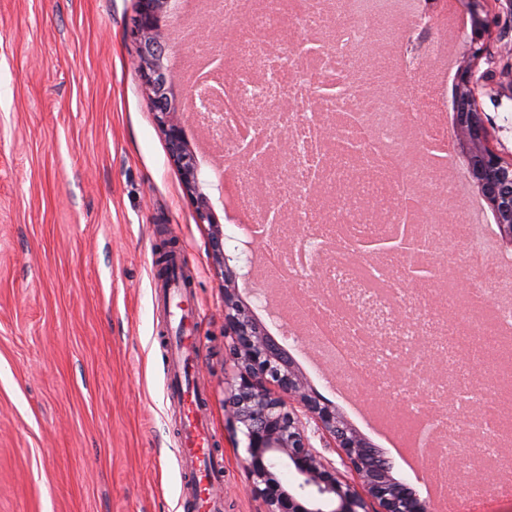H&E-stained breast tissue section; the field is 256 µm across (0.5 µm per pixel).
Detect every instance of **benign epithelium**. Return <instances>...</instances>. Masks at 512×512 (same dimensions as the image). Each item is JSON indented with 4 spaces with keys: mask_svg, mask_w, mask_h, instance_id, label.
<instances>
[{
    "mask_svg": "<svg viewBox=\"0 0 512 512\" xmlns=\"http://www.w3.org/2000/svg\"><path fill=\"white\" fill-rule=\"evenodd\" d=\"M484 0H465L472 14L469 60L458 69L456 139L466 152L470 171L496 215L504 236L512 239V163L489 147L487 130L476 103L474 65L485 52L488 20L480 15ZM168 0H139L131 35L137 44V68L150 92L155 121L162 131L170 160L177 169L196 221L212 228V262L224 279V337L236 370L229 386L226 411L242 426L246 469L266 512H433L407 485L395 480L391 466L375 448L349 427L336 409L312 389L296 370L288 352L255 318L238 293L237 281L250 276L256 246H229L222 225L202 191L200 163L186 138L182 113L186 105L170 100L174 76L163 66L165 47L158 22ZM314 425L313 432L308 426ZM319 437L324 451L311 443ZM337 453L339 460L325 455ZM293 472L296 484L285 485L276 465ZM351 472L344 478L341 468Z\"/></svg>",
    "mask_w": 512,
    "mask_h": 512,
    "instance_id": "1",
    "label": "benign epithelium"
}]
</instances>
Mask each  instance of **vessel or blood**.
<instances>
[{
	"instance_id": "b4317fda",
	"label": "vessel or blood",
	"mask_w": 512,
	"mask_h": 512,
	"mask_svg": "<svg viewBox=\"0 0 512 512\" xmlns=\"http://www.w3.org/2000/svg\"><path fill=\"white\" fill-rule=\"evenodd\" d=\"M152 290L156 307L166 315L165 392L178 415L177 454L183 477L179 506L182 512H224L219 492L224 458L215 450L214 431L206 413L207 391L196 374V310L181 251H173L168 269L154 273Z\"/></svg>"
}]
</instances>
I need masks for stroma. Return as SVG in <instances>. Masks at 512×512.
I'll use <instances>...</instances> for the list:
<instances>
[{
	"label": "stroma",
	"instance_id": "35a3bbf8",
	"mask_svg": "<svg viewBox=\"0 0 512 512\" xmlns=\"http://www.w3.org/2000/svg\"><path fill=\"white\" fill-rule=\"evenodd\" d=\"M138 0H0V512H181L176 414L153 305L156 248L186 257L224 512H265L225 419L224 288L149 91ZM476 67L489 140L512 161V0H485ZM366 432L392 476L426 483Z\"/></svg>",
	"mask_w": 512,
	"mask_h": 512
}]
</instances>
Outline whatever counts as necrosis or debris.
<instances>
[{
  "label": "necrosis or debris",
  "instance_id": "4bbe7bcc",
  "mask_svg": "<svg viewBox=\"0 0 512 512\" xmlns=\"http://www.w3.org/2000/svg\"><path fill=\"white\" fill-rule=\"evenodd\" d=\"M191 2L232 38L218 57L188 20L185 92L222 118L206 135L230 164L243 238H266L264 302L298 318L289 339L335 385L397 392L423 460L496 472L511 492L512 283L457 285L449 225L476 226L468 254L495 252L480 211L456 205L443 75L422 63L448 55V0ZM400 10L412 22L402 35ZM371 43L392 50L383 70ZM367 242L386 254L369 278L327 254Z\"/></svg>",
  "mask_w": 512,
  "mask_h": 512
}]
</instances>
